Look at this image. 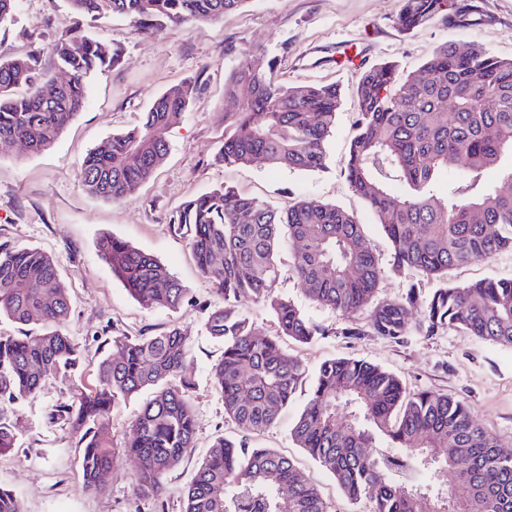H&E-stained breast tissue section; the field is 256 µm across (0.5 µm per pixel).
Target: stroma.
Segmentation results:
<instances>
[{
    "label": "stroma",
    "instance_id": "stroma-1",
    "mask_svg": "<svg viewBox=\"0 0 512 512\" xmlns=\"http://www.w3.org/2000/svg\"><path fill=\"white\" fill-rule=\"evenodd\" d=\"M468 2L473 6L471 26L455 28L439 16L409 33L397 25L401 0H248L224 18L167 25L153 38L138 34L124 16L109 11L99 15L94 32L105 46L122 47L121 64L88 78L86 108L45 150L34 153L18 143L0 142V242L53 257L72 297L67 330L83 349L87 372H94L102 355V334H153L175 323L192 336L186 375L195 384V446L164 475L160 499L135 498L138 462L121 448L130 421L152 396L141 392L114 411L110 434L119 453L106 487L91 492L82 478L76 438L67 425L48 419L52 406L67 398L70 385L48 377L20 410L23 429L16 447L0 455V483L15 491L22 512H155L159 500L164 512H183L185 491L215 436H235L210 375L223 348L203 330L204 307L217 296L198 272L188 239L169 230L172 216L187 199L230 186L276 209L304 196L341 206L357 216L380 258L377 301L405 296L417 274L391 271L389 242L344 175L356 112L354 90L372 64L394 61L412 69L446 41L462 48L476 43L512 58V0ZM78 20L68 0H18L12 21L0 25V59L37 48L45 66H52L55 40ZM247 49L276 60L280 82L341 86L342 104L326 145L327 171L273 170L262 162L243 167L214 163L213 155L230 130L224 77ZM189 78L198 80L201 89L170 129L167 157L153 177L121 202L87 195L79 179L85 154L112 133L139 125L158 94ZM104 235L122 238L164 262L188 288L189 303L174 312L143 308L101 259L97 242ZM276 261V293L301 305L324 330L312 343L288 342L291 353L311 365L331 357L361 359L391 371L409 391L433 390L465 399L482 426L512 442V348L457 329L412 336L404 343L371 333L342 335V328L364 326L365 314L347 318L309 300L287 247L279 248ZM296 413V407H289L275 427L253 438V446L294 458L321 490L330 512H370L367 501L351 503L334 477L291 440Z\"/></svg>",
    "mask_w": 512,
    "mask_h": 512
}]
</instances>
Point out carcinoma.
Returning a JSON list of instances; mask_svg holds the SVG:
<instances>
[{"instance_id":"obj_1","label":"carcinoma","mask_w":512,"mask_h":512,"mask_svg":"<svg viewBox=\"0 0 512 512\" xmlns=\"http://www.w3.org/2000/svg\"><path fill=\"white\" fill-rule=\"evenodd\" d=\"M248 2L69 0L82 17L110 10L146 34L164 21L216 20ZM441 14L448 15V0H403L398 27L410 31ZM52 51L69 80L50 97L42 90L51 75L41 68L40 52L0 59V140H23L32 152L52 145L85 108L87 76L122 58L120 47L109 50L79 28L58 38ZM273 68L262 53L244 52L224 79L231 130L215 160L248 166L259 158L272 168L328 169L339 85L290 86L272 78ZM199 89L192 79L166 89L140 125L89 150L80 168L83 190L110 202L131 197L163 163L167 133ZM354 98L346 179L392 246L391 270L417 272L435 288L424 295L413 283L404 298L373 304L380 259L356 216L336 204L301 198L279 213L227 186L185 201L170 230L189 239L200 273L216 286L219 300L205 307L204 328L224 352L212 381L224 417L242 436L215 437L187 489L184 512H328L319 489L292 460L247 441L272 427L305 386L289 435L351 502L367 499L371 512H432L446 500L452 512H512V448L477 423L464 400L411 394L395 374L360 359L305 364L285 341L308 344L325 330L274 292L276 251L286 228L293 269L312 301L347 318L372 307L367 330L344 328L336 335L369 331L402 342L414 332L432 336L447 327L512 348V279H448L456 268L512 251V192L484 186L490 170L512 180V58L478 45L461 55L447 42L407 73L393 62L374 64L362 73ZM98 251L141 305L174 312L187 300L188 289L154 255L114 236L101 237ZM19 283L24 288H16ZM259 301L273 316L271 334L256 330L243 309ZM411 308L420 312L413 325ZM71 311V294L50 255L0 244V319L37 324L21 336L0 335V453L15 448L18 408L46 377L78 378L51 418L69 423L83 448L86 487L98 492L116 456L111 414L149 389L154 396L134 415L124 448L139 461L135 494L157 500L163 476L194 446V383L182 375L192 337L173 324L149 336L105 339L108 351L87 383L83 353L66 330ZM396 458L433 473L434 482L451 492L396 480ZM0 512H22L4 484Z\"/></svg>"}]
</instances>
